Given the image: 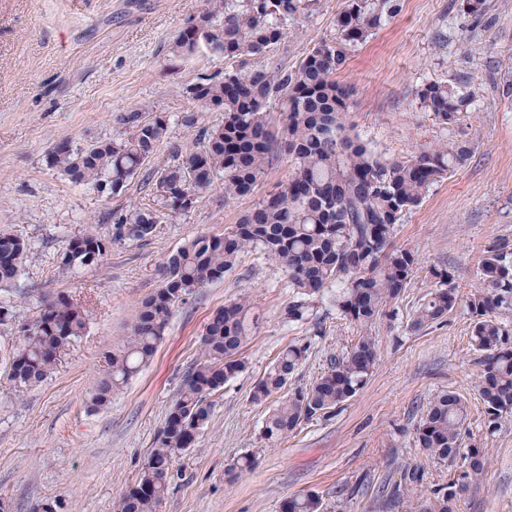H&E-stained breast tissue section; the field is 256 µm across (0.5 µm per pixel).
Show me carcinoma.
I'll list each match as a JSON object with an SVG mask.
<instances>
[{
    "label": "carcinoma",
    "instance_id": "obj_1",
    "mask_svg": "<svg viewBox=\"0 0 512 512\" xmlns=\"http://www.w3.org/2000/svg\"><path fill=\"white\" fill-rule=\"evenodd\" d=\"M316 0H208L209 8L190 16L172 51L180 56L205 47L226 59L260 57L286 34L289 21L310 12ZM399 9V0H347L336 20V36L323 39L290 74L260 62L209 80L189 91L199 107L224 113V121L199 126L201 113L185 112L178 122L199 129L202 147L172 151L152 174L155 194L172 213L187 212L220 180L224 201L250 194L264 178L271 160L284 154L292 163L288 180L239 217L220 235L188 238L163 267L159 288L137 303L131 334L109 354L106 368L89 391V403L102 408L156 351L169 318L201 288L224 277L247 251H259L284 269L292 301L285 320L302 322L310 303L336 287L332 301L341 316L367 326L400 297L416 270L413 250L393 242L397 225L420 205L429 187L461 168L467 146L436 143L409 160H384L354 132L348 117L352 90L336 81L349 52L365 43ZM421 105L446 127L467 117L474 92L450 82L431 81L418 91ZM282 112L272 128L271 104ZM125 137L75 149L57 142L49 164L74 184L95 189L112 184L127 189L139 170L168 137L169 122L140 109L121 116ZM112 235L86 233L70 238L59 253L61 273L97 262L119 243L155 235L158 216L136 203L112 216ZM29 252L23 238L0 231V287L19 276ZM434 288L413 314L408 328L419 331L444 319L460 302L449 286L448 271L429 270ZM512 298V248L506 242L481 262L479 285L466 299L472 317L470 342L482 354L478 392L491 421L512 415V331L493 316ZM250 305L233 302L217 309L202 337V356L184 377L155 448L139 478L115 502V512H157L168 492L172 465L193 448L211 421V397L246 369L241 356L250 337ZM85 309L65 294L43 304L19 335L9 357V388L22 392L44 381L84 335ZM307 346L290 344L254 387L251 400L262 403L280 393L305 359ZM373 336L357 338L346 354L329 359L327 368L305 389H297L273 408L263 437L282 442L313 418L332 413L353 398L372 374L377 360ZM468 404L454 391L438 393L416 426L418 446L440 462L460 463L481 474L484 455L477 441L464 442ZM451 482L416 501L414 512H458ZM320 498L301 493L285 500L281 512H321Z\"/></svg>",
    "mask_w": 512,
    "mask_h": 512
}]
</instances>
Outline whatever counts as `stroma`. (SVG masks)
Returning <instances> with one entry per match:
<instances>
[{"label": "stroma", "mask_w": 512, "mask_h": 512, "mask_svg": "<svg viewBox=\"0 0 512 512\" xmlns=\"http://www.w3.org/2000/svg\"><path fill=\"white\" fill-rule=\"evenodd\" d=\"M207 0H0V230L28 241L30 251L11 287L0 289L10 320L0 325V497L9 512H33L51 502L56 512H113L155 446L182 381L200 356V339L219 307L248 299L254 325L244 348L246 369L213 397L210 426L195 448L176 459L157 512H280L284 499L314 492L323 512H410L413 500L460 481L459 512H512V417L491 423L476 384L481 355L469 343L471 317L458 306L440 322L409 332L410 318L433 283L431 267L448 270L460 297L478 282L487 250L512 243V0H485V12L464 13L461 0H401V9L366 44L351 52L338 75L354 89L349 121L386 160H407L438 142L467 144L466 165L435 182L396 229V245L413 249L418 269L402 296L368 329L341 317L329 297H317L306 321L288 323L293 293L277 264L242 256L223 280L176 308L150 362L116 395L93 410L88 392L105 356L128 335L134 302L161 282L167 257L196 234L219 235L291 173L275 157L254 191L228 202L221 184L190 211L162 217L155 237L114 245L92 266L62 276L57 256L72 236L112 233V214L129 203L156 207L147 163L127 190L108 196L76 185L49 167L61 140L74 147L122 137L121 116L136 107L171 119L156 157L191 144L178 123L195 110L188 88L241 66L200 49L183 57L173 42L187 18ZM345 0H317L298 16L265 59L288 72L321 39L336 33ZM474 55H465L463 37ZM431 81L476 90L466 120L439 125L417 92ZM64 293L88 312L84 336L39 385L7 387L8 356L18 325L41 302ZM375 336L377 362L355 397L327 416L301 425L283 443L261 431L274 400L251 393L279 353L307 345L287 391L308 387L330 356L350 349L362 332ZM443 390L464 397L469 430L480 439L486 467L477 476L438 462L417 445L415 427ZM254 465L238 470L237 461ZM423 482L399 489L403 471Z\"/></svg>", "instance_id": "1"}]
</instances>
